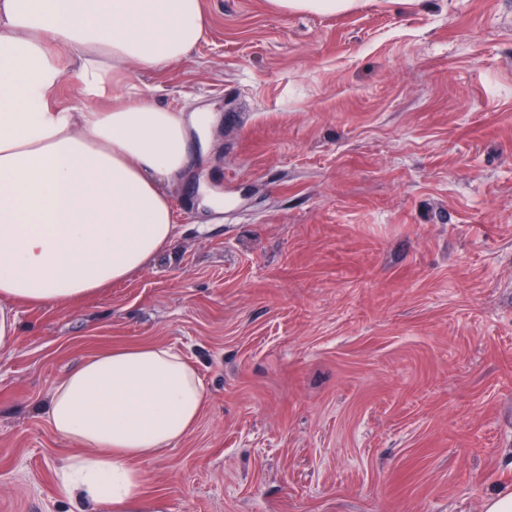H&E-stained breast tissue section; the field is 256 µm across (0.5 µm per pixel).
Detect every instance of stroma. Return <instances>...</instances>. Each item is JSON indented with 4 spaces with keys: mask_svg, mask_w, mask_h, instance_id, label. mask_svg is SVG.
Returning a JSON list of instances; mask_svg holds the SVG:
<instances>
[{
    "mask_svg": "<svg viewBox=\"0 0 512 512\" xmlns=\"http://www.w3.org/2000/svg\"><path fill=\"white\" fill-rule=\"evenodd\" d=\"M204 7L185 60L132 72L221 116L169 188L173 247L78 305L15 307L0 512H80L43 407L142 344L206 394L140 464L164 512H484L512 490V0ZM277 8L283 11H309L316 13H330L347 11L357 5V0H270Z\"/></svg>",
    "mask_w": 512,
    "mask_h": 512,
    "instance_id": "stroma-1",
    "label": "stroma"
}]
</instances>
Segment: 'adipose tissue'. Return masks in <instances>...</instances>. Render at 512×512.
<instances>
[{"label": "adipose tissue", "instance_id": "adipose-tissue-1", "mask_svg": "<svg viewBox=\"0 0 512 512\" xmlns=\"http://www.w3.org/2000/svg\"><path fill=\"white\" fill-rule=\"evenodd\" d=\"M208 25L203 0H0V353L15 305L78 304L173 244L164 185L212 116L156 105L131 71L184 60ZM69 68L78 107L59 101ZM204 405L200 376L171 347L85 359L44 408L74 447L57 496L92 512H163L139 464L182 442Z\"/></svg>", "mask_w": 512, "mask_h": 512}]
</instances>
